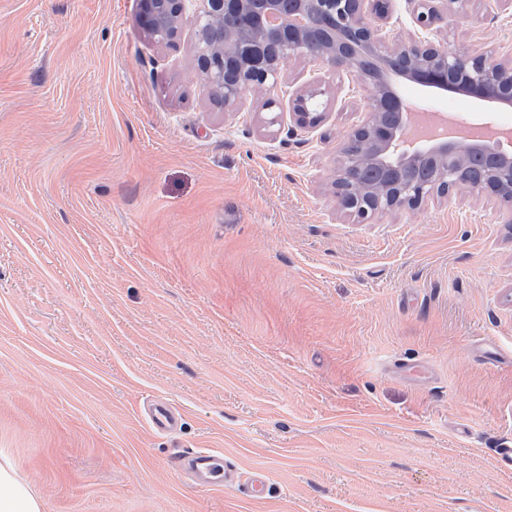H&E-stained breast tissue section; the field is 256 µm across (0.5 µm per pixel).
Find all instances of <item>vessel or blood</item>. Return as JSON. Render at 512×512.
I'll use <instances>...</instances> for the list:
<instances>
[{
    "label": "vessel or blood",
    "instance_id": "b4317fda",
    "mask_svg": "<svg viewBox=\"0 0 512 512\" xmlns=\"http://www.w3.org/2000/svg\"><path fill=\"white\" fill-rule=\"evenodd\" d=\"M180 418L181 414L176 408L159 403L152 408L149 422L155 431L168 432L178 427ZM177 466L204 487L233 489L255 500L262 499L266 493L267 478L263 471L239 472L235 466L208 449L179 457Z\"/></svg>",
    "mask_w": 512,
    "mask_h": 512
}]
</instances>
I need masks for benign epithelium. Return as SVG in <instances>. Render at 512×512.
<instances>
[{
	"mask_svg": "<svg viewBox=\"0 0 512 512\" xmlns=\"http://www.w3.org/2000/svg\"><path fill=\"white\" fill-rule=\"evenodd\" d=\"M143 23L158 43L171 45L182 22L194 25L196 59L210 95L224 108L250 91L277 86L287 62L303 58L333 75L351 71L368 95L365 121L337 147L334 186L341 208L366 219L382 211L420 207L431 196L464 186L488 201L512 204V135L466 138L458 133L416 137L420 113L401 94L404 84L430 96L459 94L486 109L512 108V56L494 50L464 53L435 27L467 18L461 0H406L417 31L391 36L389 0H138ZM321 91L291 100L296 122L314 128L324 118ZM488 159L485 179L464 177L470 155ZM430 166L434 181L416 170Z\"/></svg>",
	"mask_w": 512,
	"mask_h": 512,
	"instance_id": "obj_1",
	"label": "benign epithelium"
}]
</instances>
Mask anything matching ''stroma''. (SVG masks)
<instances>
[{
    "mask_svg": "<svg viewBox=\"0 0 512 512\" xmlns=\"http://www.w3.org/2000/svg\"><path fill=\"white\" fill-rule=\"evenodd\" d=\"M466 7L450 47L512 50V0ZM364 96L295 59L228 111L191 26L165 46L136 0H0V453L44 512H512V205L346 215ZM203 448L265 499L174 468ZM321 91L308 88L295 93L291 100L292 112L296 122L302 127L315 128L324 118L323 103L320 100ZM181 418L180 412L166 403L154 405L149 415L151 427L158 432H168L176 429Z\"/></svg>",
    "mask_w": 512,
    "mask_h": 512,
    "instance_id": "obj_1",
    "label": "stroma"
}]
</instances>
